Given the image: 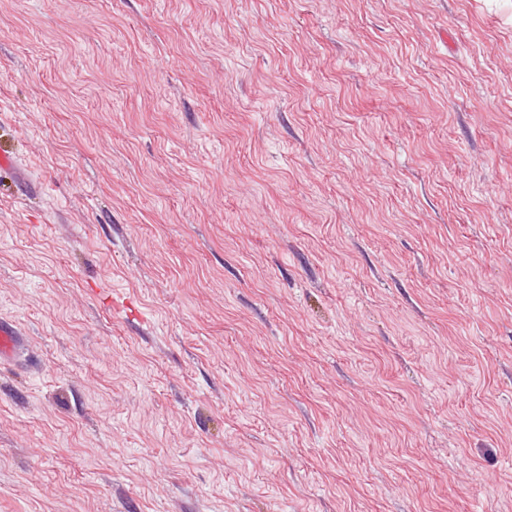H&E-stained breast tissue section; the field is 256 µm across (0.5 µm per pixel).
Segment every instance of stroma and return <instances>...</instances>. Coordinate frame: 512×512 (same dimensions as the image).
<instances>
[{"mask_svg":"<svg viewBox=\"0 0 512 512\" xmlns=\"http://www.w3.org/2000/svg\"><path fill=\"white\" fill-rule=\"evenodd\" d=\"M0 512H512V7L0 0ZM21 336L15 321L0 319V364L18 359L23 346Z\"/></svg>","mask_w":512,"mask_h":512,"instance_id":"1","label":"stroma"}]
</instances>
